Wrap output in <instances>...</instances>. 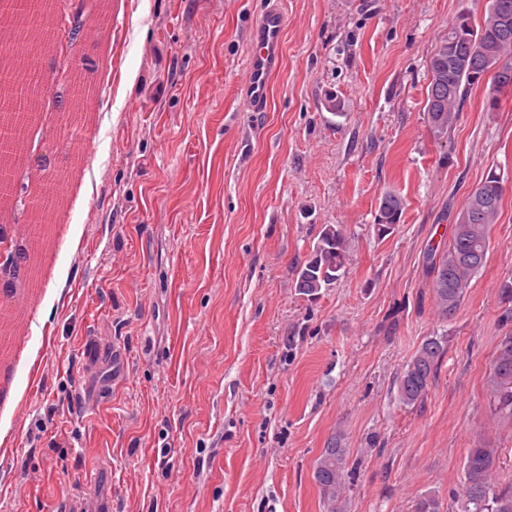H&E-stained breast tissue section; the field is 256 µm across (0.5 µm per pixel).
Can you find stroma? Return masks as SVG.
Returning a JSON list of instances; mask_svg holds the SVG:
<instances>
[{"label": "stroma", "instance_id": "1", "mask_svg": "<svg viewBox=\"0 0 512 512\" xmlns=\"http://www.w3.org/2000/svg\"><path fill=\"white\" fill-rule=\"evenodd\" d=\"M94 2L111 24L90 155L59 159L73 191L32 321L4 315L36 358L0 357V512H61L64 489L96 512H323L314 467L337 436L348 512H412L427 492L457 512L482 444L512 480L489 382L512 334V95L491 114L473 89L441 137L426 112L432 50L487 0H281L265 112L241 98L265 0ZM491 175L486 264L441 318L429 253ZM387 191L405 208L380 237ZM325 224L346 228L349 261L310 301L296 270ZM432 335L446 356L404 406L398 377Z\"/></svg>", "mask_w": 512, "mask_h": 512}]
</instances>
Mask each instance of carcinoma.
<instances>
[{
    "instance_id": "carcinoma-1",
    "label": "carcinoma",
    "mask_w": 512,
    "mask_h": 512,
    "mask_svg": "<svg viewBox=\"0 0 512 512\" xmlns=\"http://www.w3.org/2000/svg\"><path fill=\"white\" fill-rule=\"evenodd\" d=\"M495 2L487 0L478 25L468 15H459L431 54L426 112L431 130L439 137L454 126L468 93L479 86L470 72L448 69V53L457 47L469 49L478 65L512 69V28L506 35L498 32ZM502 198L499 178H486L456 214L448 249L430 257L433 301L445 319L457 310L472 278L486 263L489 231L498 219ZM403 208V200L396 193L387 191L382 195L374 222L378 236L393 232L401 222ZM348 257L349 243L343 225H323L310 257L297 270L296 288L308 300L317 299L344 273ZM444 344L442 337L429 336L408 361L398 380V397L403 405L423 402L444 358ZM490 384L495 410L512 418V334L498 342ZM497 458L498 450L486 445L469 449L460 512H512V483L501 484L493 477ZM348 464L349 449L337 438L322 449L316 460L314 479L327 512L346 510ZM413 512H442L441 500L431 492L424 493L415 500Z\"/></svg>"
}]
</instances>
